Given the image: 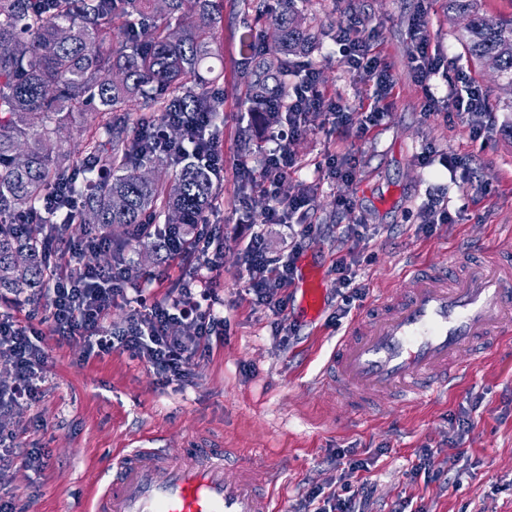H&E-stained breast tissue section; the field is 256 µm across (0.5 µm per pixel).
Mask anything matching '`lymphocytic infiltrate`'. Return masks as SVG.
<instances>
[{"label": "lymphocytic infiltrate", "instance_id": "1", "mask_svg": "<svg viewBox=\"0 0 512 512\" xmlns=\"http://www.w3.org/2000/svg\"><path fill=\"white\" fill-rule=\"evenodd\" d=\"M413 80L423 94L425 115H453L469 130L472 140L485 139L492 129L494 116L484 109V94L479 85L462 69L452 68L440 48L431 44L429 21L425 12L412 19ZM334 41L349 71L360 74L369 88L370 110L363 130L378 126L384 112L381 107L392 92L390 66L374 53L372 45L357 34L352 24H338ZM449 74L448 93L437 97L432 79ZM267 111L280 113L281 121L271 125V146L263 151L259 167L248 160L239 163L240 172L251 187L267 195L270 205L264 215L268 224L290 228L291 248L287 256H274L266 248L261 233L251 234L242 251L248 269L246 290L265 302L275 315L288 308V286L294 278L295 262L302 245L316 231L315 225H295V218L305 216L310 201L308 187L298 184L285 189L288 170L297 164L292 143L305 130L310 117L322 115L331 121L342 137H350L349 114L342 99L326 97L320 87V72L307 64L287 85L274 88L265 101ZM210 233L199 232L191 244L169 247V261L182 259L185 251L195 255L198 271L184 282L177 295L165 300L149 297L144 286L130 285L128 265L117 262L112 268L80 266L78 256L87 250L108 247L107 239L83 237L67 249L49 254L46 269V308L30 305L24 313L0 312V360L14 370L10 383L0 384V411L36 401L45 381L47 357L39 341L40 326L51 323L54 332L66 339H80L89 349L109 353L126 350L145 361L166 384L186 382V365L192 358L210 352L213 341L223 340L227 321L214 311L220 299L215 277L220 256L213 247ZM133 295L136 307L125 329L107 328L109 311L117 299ZM189 329V336L172 335L173 325ZM373 488L368 480L341 487L310 490L305 498L313 512H369Z\"/></svg>", "mask_w": 512, "mask_h": 512}]
</instances>
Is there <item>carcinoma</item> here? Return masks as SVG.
Wrapping results in <instances>:
<instances>
[{
  "label": "carcinoma",
  "instance_id": "obj_1",
  "mask_svg": "<svg viewBox=\"0 0 512 512\" xmlns=\"http://www.w3.org/2000/svg\"><path fill=\"white\" fill-rule=\"evenodd\" d=\"M0 0V300L35 297L44 287L45 247L12 224L20 212L40 209L46 195L65 184L82 208L69 218L79 227L134 229L144 219L161 225L150 238L153 252L164 240H187L199 217L218 198L219 183L196 155L174 161L144 140L129 138L130 102L144 112L136 125L180 120L170 139L190 144L196 113L217 121L224 99L207 90L203 72L220 58L212 49L224 19V0ZM264 0L250 7L274 30V49L261 36L240 34L249 109L261 110L272 87L285 81L289 57L306 54L315 33L294 0ZM448 15H465L460 34L466 54L512 85V19L493 21L473 0H448ZM71 126L81 139L82 166L70 160L60 131Z\"/></svg>",
  "mask_w": 512,
  "mask_h": 512
}]
</instances>
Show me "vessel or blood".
I'll return each instance as SVG.
<instances>
[{
	"mask_svg": "<svg viewBox=\"0 0 512 512\" xmlns=\"http://www.w3.org/2000/svg\"><path fill=\"white\" fill-rule=\"evenodd\" d=\"M301 308L315 317L322 290L300 271ZM512 335V251L482 260L452 251L441 269L408 266L398 287L349 323L321 374L348 412L382 394L413 407L446 394L465 363ZM273 464L247 456L227 462L223 449L195 445L169 452L137 445L112 458V478L94 493L90 512H286L271 491Z\"/></svg>",
	"mask_w": 512,
	"mask_h": 512,
	"instance_id": "vessel-or-blood-1",
	"label": "vessel or blood"
}]
</instances>
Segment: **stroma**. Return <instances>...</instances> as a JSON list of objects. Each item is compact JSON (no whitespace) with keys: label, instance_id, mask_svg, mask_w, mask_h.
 <instances>
[{"label":"stroma","instance_id":"stroma-1","mask_svg":"<svg viewBox=\"0 0 512 512\" xmlns=\"http://www.w3.org/2000/svg\"><path fill=\"white\" fill-rule=\"evenodd\" d=\"M307 25L323 33L308 56L321 75L324 91L342 97L352 125H360L367 103L363 80L350 73L332 39L349 15L378 27L375 45L392 65L394 92L384 116L368 135L353 140L358 160L353 183L328 178L325 159L337 149L331 123L313 118L292 145L298 166L289 183L311 184L307 223L320 225L303 252L306 261L332 269L337 257L357 259L358 280L368 297L393 284L409 261L437 265L446 248L506 247L512 227V85L492 70L472 62L458 40L463 20L448 14L447 0H297ZM427 7L431 42L467 71L486 97L498 102L494 126L475 142L459 119L423 116L422 93L411 75L409 24ZM242 0H224V31L219 39L222 66L211 75L209 89L224 98L216 137L224 153L219 179L222 194L209 213V229L223 245L221 286L224 342L189 366L190 380L165 384L129 352L88 353L80 341H65L44 329L41 345L49 356L43 396L13 406L0 415V436L24 448H46L50 465L41 471L16 462L0 478V496L29 500V512H84L94 489L112 476L116 449H130L137 437H156L158 447L175 452L190 442L228 449L276 464L288 493V512H299L307 490L333 484L348 473L346 449L357 456L375 455L366 476L374 486L373 512H390L396 501L409 500L423 512H512V342L471 368L461 386L440 402L412 410L395 409L389 398L374 410L346 414L334 385L316 380L347 321H335L340 300L333 278H326V306L316 321L302 317L291 298L288 321L295 334L282 330L280 318L246 294L248 279L242 243L263 232L270 253L288 252V231L267 224L268 198L244 187L238 163L258 161L266 131L241 113L247 86L234 34L252 23ZM435 148L430 167L418 161ZM456 155L473 172L472 183L446 169L441 153ZM351 200L339 207V198ZM447 202L452 224L434 235L416 234L424 210ZM354 225L349 235L338 225ZM112 244L133 262L134 273L158 270L150 291L156 299L176 294L185 273L182 262L158 263L146 243L113 228ZM459 442L463 467L459 478L431 482L411 479L420 449L430 448L436 462L448 459L449 442Z\"/></svg>","mask_w":512,"mask_h":512}]
</instances>
